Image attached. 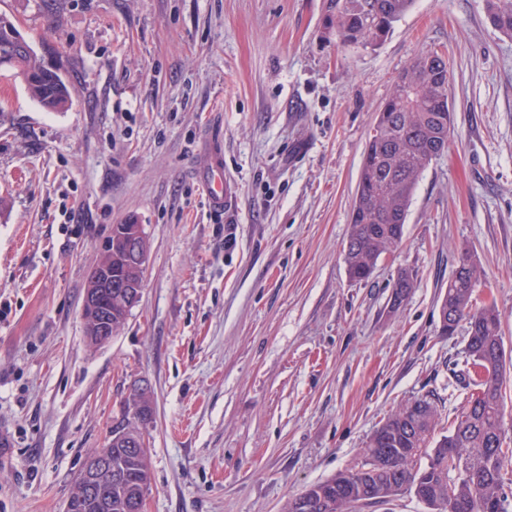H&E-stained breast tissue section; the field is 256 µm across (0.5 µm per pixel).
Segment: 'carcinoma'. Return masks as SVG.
Returning <instances> with one entry per match:
<instances>
[{"label":"carcinoma","mask_w":512,"mask_h":512,"mask_svg":"<svg viewBox=\"0 0 512 512\" xmlns=\"http://www.w3.org/2000/svg\"><path fill=\"white\" fill-rule=\"evenodd\" d=\"M413 0H327L325 33L341 46L365 49L379 46L412 6ZM490 23L512 36V0H485ZM15 25L0 14V60L9 58L15 70L43 107L59 109L69 101L66 82H58L48 62L35 50L16 49ZM452 72L448 56L437 49L416 55L401 73L398 84L407 85L406 98L394 89L378 113L363 154L350 216L344 260L351 280L369 278L379 258L402 239L404 224L419 178L427 166L448 149L452 114L448 92ZM458 275L443 295L451 321L441 327L453 335L467 325L468 385L474 393L445 434H436L437 408L412 403L390 415L370 436L359 468L341 471L308 488L311 508H299L298 497L288 501L287 512H349L360 505L358 469H367L374 503H387L409 492L429 512H509L503 467L512 461V442L506 440L504 400L507 355L501 336V317L493 303L474 308L472 296L480 280L474 255L461 251ZM414 288L413 275L402 269L392 285L393 303ZM150 398L129 392L124 407L127 428L139 437L138 447H112V479L94 493L86 512H135L151 484L150 461L141 427L150 422L145 410ZM375 448L391 452L382 465L369 461Z\"/></svg>","instance_id":"carcinoma-1"}]
</instances>
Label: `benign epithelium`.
<instances>
[{
  "mask_svg": "<svg viewBox=\"0 0 512 512\" xmlns=\"http://www.w3.org/2000/svg\"><path fill=\"white\" fill-rule=\"evenodd\" d=\"M100 259L91 269L84 294L82 318L91 327L97 344L112 339V297L120 299V308L132 310L140 301L144 285L133 283L113 268V261L134 254L140 270H145L147 241L142 225L114 224L110 234L100 244ZM112 474V446L101 448L87 459L77 471L75 483L93 488L103 474Z\"/></svg>",
  "mask_w": 512,
  "mask_h": 512,
  "instance_id": "7a95c632",
  "label": "benign epithelium"
}]
</instances>
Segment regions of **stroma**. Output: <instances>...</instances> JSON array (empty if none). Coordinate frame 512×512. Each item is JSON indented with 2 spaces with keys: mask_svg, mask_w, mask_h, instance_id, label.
I'll return each mask as SVG.
<instances>
[{
  "mask_svg": "<svg viewBox=\"0 0 512 512\" xmlns=\"http://www.w3.org/2000/svg\"><path fill=\"white\" fill-rule=\"evenodd\" d=\"M326 0H0L70 90L0 70V512H65L86 455L148 386L144 512H285L363 458L415 399L448 429L465 331L439 304L461 249L512 355V38L485 0H415L376 49L323 34ZM446 48L448 150L401 242L351 281L343 248L376 115ZM220 147L235 223L200 175ZM141 225L145 286L110 342L81 307L112 225ZM415 286L392 304L399 270Z\"/></svg>",
  "mask_w": 512,
  "mask_h": 512,
  "instance_id": "stroma-1",
  "label": "stroma"
}]
</instances>
